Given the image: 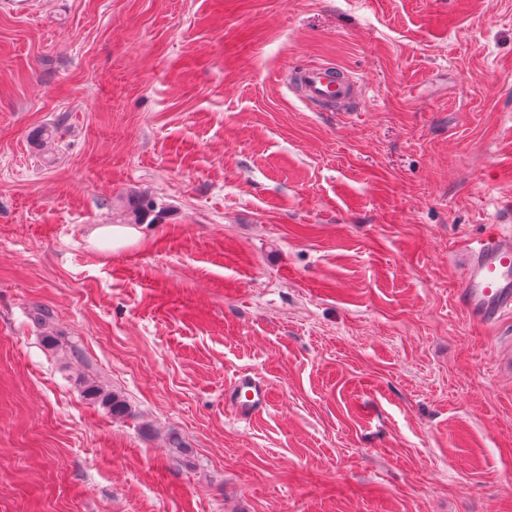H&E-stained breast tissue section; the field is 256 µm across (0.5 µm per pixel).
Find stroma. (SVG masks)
Here are the masks:
<instances>
[{
	"label": "stroma",
	"instance_id": "obj_1",
	"mask_svg": "<svg viewBox=\"0 0 512 512\" xmlns=\"http://www.w3.org/2000/svg\"><path fill=\"white\" fill-rule=\"evenodd\" d=\"M510 229L512 0L0 8V512H512V313L455 299ZM303 97L314 104H333L353 99L361 84L338 66L315 65L296 73ZM137 224H106L96 227L90 234V242L96 245H110L119 249L137 242L142 232ZM224 400L241 419H248L267 408L269 389L260 378L245 374L225 390ZM87 394L91 398L103 402L109 408L113 416L122 417L128 414V406L123 399L115 394L104 392V390L97 385L88 386Z\"/></svg>",
	"mask_w": 512,
	"mask_h": 512
}]
</instances>
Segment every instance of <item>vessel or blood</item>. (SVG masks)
Here are the masks:
<instances>
[{
	"label": "vessel or blood",
	"instance_id": "obj_1",
	"mask_svg": "<svg viewBox=\"0 0 512 512\" xmlns=\"http://www.w3.org/2000/svg\"><path fill=\"white\" fill-rule=\"evenodd\" d=\"M295 79L304 98L314 104L349 101L361 88L359 82L333 65L303 68ZM470 253L457 302L471 321L487 326L512 311V235L479 240ZM224 400L240 418L248 419L267 408L269 389L260 378L245 374L225 390Z\"/></svg>",
	"mask_w": 512,
	"mask_h": 512
}]
</instances>
